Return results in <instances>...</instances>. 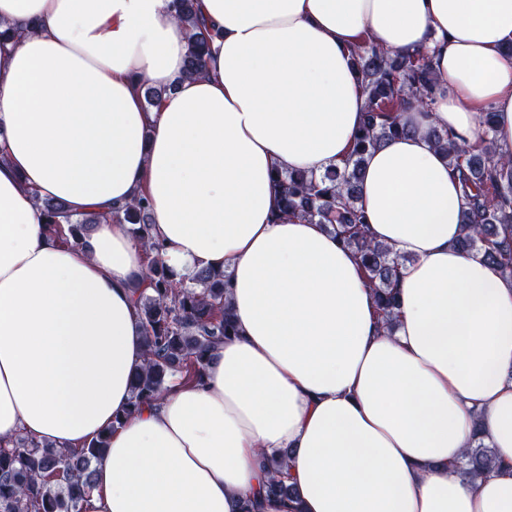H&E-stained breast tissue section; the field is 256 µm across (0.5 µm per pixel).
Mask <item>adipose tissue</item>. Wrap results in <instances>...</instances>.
<instances>
[{
    "label": "adipose tissue",
    "instance_id": "ef3b65f1",
    "mask_svg": "<svg viewBox=\"0 0 512 512\" xmlns=\"http://www.w3.org/2000/svg\"><path fill=\"white\" fill-rule=\"evenodd\" d=\"M185 77L172 0H0V445L109 436L85 512H512V279L458 249L464 192L431 127L512 152V0H198ZM427 53L432 111L366 159L369 236L410 261L393 332L353 253L276 219L275 171L343 166L364 117L362 37ZM163 92L146 105L144 86ZM144 195L175 271L224 270L237 333L198 384L125 426L146 361L143 247L112 207ZM104 220L73 246L39 208ZM482 439L498 466L469 482ZM292 449L297 503L263 495ZM175 17L189 29L191 55L185 74L198 75L204 71L205 56L213 33L203 24L198 15L197 0H174Z\"/></svg>",
    "mask_w": 512,
    "mask_h": 512
}]
</instances>
